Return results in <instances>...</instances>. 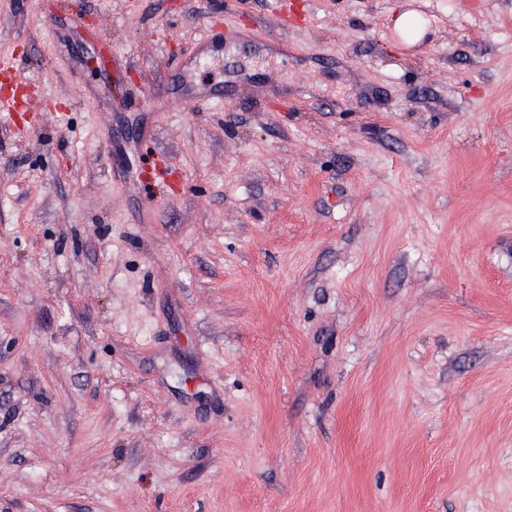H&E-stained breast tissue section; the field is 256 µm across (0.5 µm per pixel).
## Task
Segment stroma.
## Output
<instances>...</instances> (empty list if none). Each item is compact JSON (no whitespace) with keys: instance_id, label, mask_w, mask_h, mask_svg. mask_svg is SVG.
<instances>
[{"instance_id":"35a3bbf8","label":"stroma","mask_w":512,"mask_h":512,"mask_svg":"<svg viewBox=\"0 0 512 512\" xmlns=\"http://www.w3.org/2000/svg\"><path fill=\"white\" fill-rule=\"evenodd\" d=\"M1 60L0 512H512V0H0ZM1 112H37L38 100L34 94L16 96H0Z\"/></svg>"}]
</instances>
